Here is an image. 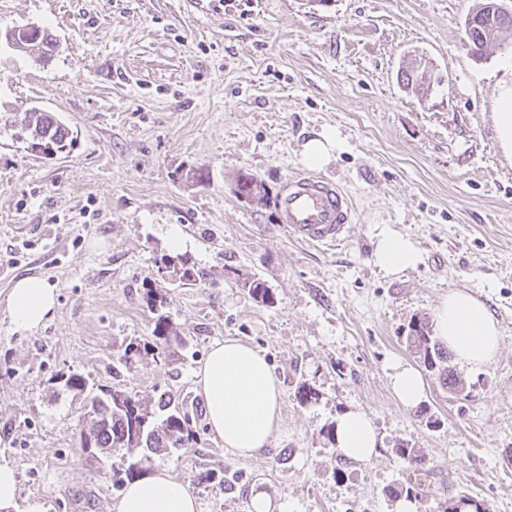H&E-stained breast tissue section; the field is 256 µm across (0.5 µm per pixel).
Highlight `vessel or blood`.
Here are the masks:
<instances>
[{"mask_svg":"<svg viewBox=\"0 0 512 512\" xmlns=\"http://www.w3.org/2000/svg\"><path fill=\"white\" fill-rule=\"evenodd\" d=\"M279 220L297 241L332 246L351 223V203L334 182L312 173L287 179L275 200Z\"/></svg>","mask_w":512,"mask_h":512,"instance_id":"1","label":"vessel or blood"}]
</instances>
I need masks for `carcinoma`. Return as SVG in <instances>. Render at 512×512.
Segmentation results:
<instances>
[{"label": "carcinoma", "instance_id": "cac0c4a2", "mask_svg": "<svg viewBox=\"0 0 512 512\" xmlns=\"http://www.w3.org/2000/svg\"><path fill=\"white\" fill-rule=\"evenodd\" d=\"M496 0H483L477 9L469 15L465 28L469 29L467 45L476 56H482L490 45L501 41L504 34L512 31V14L502 11L507 19H498L490 15L489 6ZM54 51L53 40L42 39L27 46L24 53L47 59ZM20 139L25 141L31 152L41 151L44 155L62 153L74 145L72 133L51 112H28L21 128ZM258 179L242 174L238 177L234 193L240 199H251L253 186ZM165 267L171 268L170 277L192 284L200 279V274L190 266L188 261L175 256L163 260ZM241 287L247 289L254 300L261 303L273 301V294L265 282L256 277H246ZM154 342H132L128 345L124 360L131 364L133 358L148 354L158 345L167 344L171 338L177 337L169 317L158 315L153 329ZM404 343L415 354L425 370L434 377L439 386L456 396L468 398L471 387L459 379L448 365V350L433 336L432 330L424 317H414L408 324ZM64 389L86 394L87 403L96 410V416L86 419L81 436L93 440V446L100 454H108L114 448H120L127 454L136 457V462L129 465L125 475L133 477L151 464L154 457L162 453L188 447L193 440L189 417L174 402L159 401L157 406L146 400L139 399L118 389H93L81 376L73 374L68 377ZM395 452L404 459L411 468L421 471L426 464L425 458L418 449L399 443ZM421 481L408 482L389 491V496H406L417 500L422 497ZM490 512L489 505L462 494L448 501L444 512Z\"/></svg>", "mask_w": 512, "mask_h": 512}]
</instances>
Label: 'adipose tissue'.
I'll return each instance as SVG.
<instances>
[{
	"label": "adipose tissue",
	"mask_w": 512,
	"mask_h": 512,
	"mask_svg": "<svg viewBox=\"0 0 512 512\" xmlns=\"http://www.w3.org/2000/svg\"><path fill=\"white\" fill-rule=\"evenodd\" d=\"M495 125L504 155L512 156V64L505 65L497 83ZM423 260L410 238L390 227L377 234L373 264L388 275L416 268ZM56 290L37 277L19 279L8 296L7 309L17 330H38L53 314ZM433 328L455 358L480 368L491 365L499 351L501 333L486 304L465 291H452L438 304ZM391 388L406 410L416 409L426 382L413 366L398 362ZM210 431L225 449L251 457L268 448L278 426L280 384L263 355L252 347L227 340L213 345L198 373ZM336 452L347 460L369 462L378 446L370 418L359 409L345 411L335 421ZM113 512H198L187 483L157 471L127 485Z\"/></svg>",
	"instance_id": "adipose-tissue-1"
}]
</instances>
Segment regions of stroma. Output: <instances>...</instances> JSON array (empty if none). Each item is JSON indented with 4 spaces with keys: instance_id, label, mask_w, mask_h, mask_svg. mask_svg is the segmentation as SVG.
<instances>
[{
    "instance_id": "stroma-1",
    "label": "stroma",
    "mask_w": 512,
    "mask_h": 512,
    "mask_svg": "<svg viewBox=\"0 0 512 512\" xmlns=\"http://www.w3.org/2000/svg\"><path fill=\"white\" fill-rule=\"evenodd\" d=\"M478 2L0 0V32L35 24L57 40L45 64L0 41V457L17 471L13 512H110L125 488L112 477L128 467L122 451L92 460L79 447L82 398L57 384L73 373L188 411L193 442L153 467L189 483L200 512H249L255 486L283 512H395L388 492L410 472L401 441L429 469L417 512L462 494L512 512V156L493 120L512 34L473 56L465 20ZM420 58L431 86L416 94L400 73ZM33 108L71 129L70 151L27 150L19 134ZM328 130L338 147L318 173L353 204L333 248L291 239L274 203L234 193L250 174L277 195L307 172L305 141ZM173 224L195 284L161 272ZM382 224L416 242L423 263L397 275L374 266ZM251 275L272 303L242 288ZM24 277L58 293L34 334L6 309ZM148 286L178 339L129 367L127 345L152 337ZM455 289L486 303L499 355L458 367L469 399L430 379L420 408L405 410L390 385L394 362L417 363L404 329ZM225 339L263 353L280 383L278 429L250 459L225 452L196 390ZM304 381L319 393L306 406L294 399ZM348 408L381 439L363 464L322 434Z\"/></svg>"
}]
</instances>
